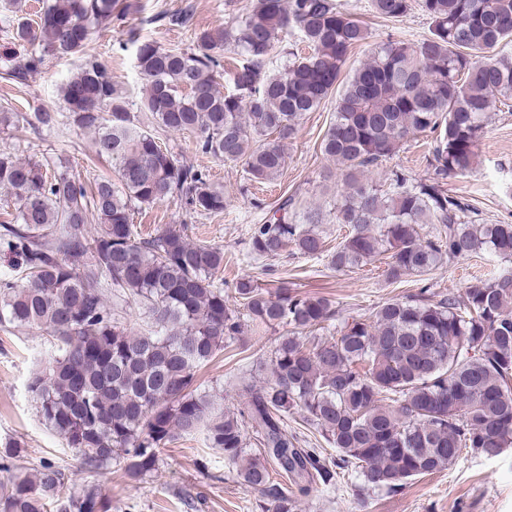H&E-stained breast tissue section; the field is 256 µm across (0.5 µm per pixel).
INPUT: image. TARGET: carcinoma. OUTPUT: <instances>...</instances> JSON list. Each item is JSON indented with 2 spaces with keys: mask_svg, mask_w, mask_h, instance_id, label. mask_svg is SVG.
<instances>
[{
  "mask_svg": "<svg viewBox=\"0 0 512 512\" xmlns=\"http://www.w3.org/2000/svg\"><path fill=\"white\" fill-rule=\"evenodd\" d=\"M132 7L129 0L44 3L35 18L15 19L19 63L13 50L0 53L7 75L21 84L53 59H78L61 89L63 109L113 169L89 188L61 156L41 162L0 150V186L11 191L14 209L0 223V247L10 257L0 267V327L36 329L53 340L48 366L28 391L45 426L75 451L78 468L123 460L137 477L154 469L160 449L202 430L209 447L224 451V465L260 492L266 512H292L315 487L335 485L338 468L364 488L396 493L464 454L495 458L511 447L512 224L475 223L470 204L444 185L475 169L488 112L512 108V56L498 51L512 40V0H371L385 20L418 8L429 33L416 43L393 34L373 43L347 78L350 54L370 44L372 33L341 0H253L224 28L199 32L195 52L129 35L146 81L139 110L162 130L190 134L201 153L243 163L252 183L281 174L284 141L336 96L320 150L344 172L334 216L348 233L327 249L315 230L320 208L288 198L249 226L251 257L291 248L325 254L331 268L346 271L384 256L390 281L473 253L510 263L469 281L459 295L433 300L422 288L367 318H343L326 298L270 292L250 278L226 292L218 279L224 250L191 241L185 224L138 236L137 206L176 197L193 213L216 215L229 197L134 123L112 71L87 51L93 35ZM290 36L307 51L285 45ZM223 48L238 58L221 72L214 52ZM276 53L286 57L277 70L269 67ZM222 74L231 84L224 92ZM21 123L51 129L58 113L0 106V132ZM418 134L432 137L431 176L412 182L397 172L375 183L378 163ZM90 215L97 220L91 230ZM419 224L439 228L424 239ZM101 277L112 286L110 299ZM231 293L255 326L285 325L289 335L271 351L266 382L241 377L225 407L193 384L226 340H243ZM131 299L145 308L139 330L119 311ZM293 410L339 461L302 447L288 430ZM273 466L285 482L272 478ZM0 471L11 473L0 483V512H47L50 504L56 512H112L99 486L76 487L67 468L47 464L31 473L6 452Z\"/></svg>",
  "mask_w": 512,
  "mask_h": 512,
  "instance_id": "carcinoma-1",
  "label": "carcinoma"
}]
</instances>
